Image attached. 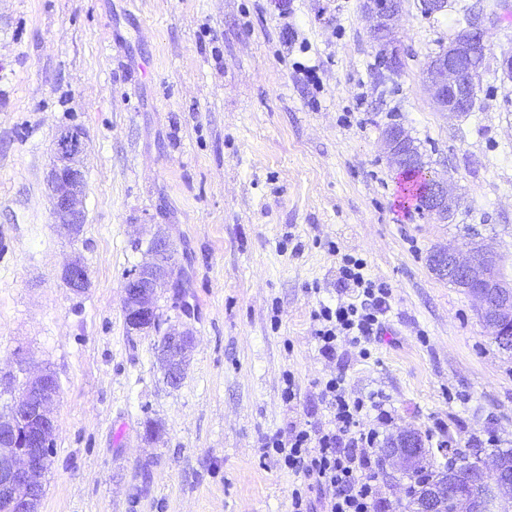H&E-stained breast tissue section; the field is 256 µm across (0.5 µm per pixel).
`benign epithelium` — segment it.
I'll use <instances>...</instances> for the list:
<instances>
[{
  "label": "benign epithelium",
  "instance_id": "obj_1",
  "mask_svg": "<svg viewBox=\"0 0 512 512\" xmlns=\"http://www.w3.org/2000/svg\"><path fill=\"white\" fill-rule=\"evenodd\" d=\"M402 11V0H363L362 12L371 26L381 68L393 75L400 59L393 27ZM488 44L482 14L474 13L466 28L454 33L448 47L432 56L425 69L426 89L435 109L461 117L475 107L486 69ZM385 150L395 162L409 159L411 137L404 127L388 126L382 131ZM85 150L82 132L73 127L61 130L55 141L49 172L54 224L69 237L80 236L85 222V174L80 159ZM428 212L438 222L453 220L459 207L448 184L429 175ZM146 258L124 279L123 311L129 333L152 334L159 338L160 356L167 384H181L187 367V352L194 342L193 330L177 331L167 325L158 309L160 292L177 288L173 281L174 248L161 233L149 241ZM431 272L460 289L478 306L480 321L501 340V349L512 351V280L501 273V255L493 243L471 242L470 251L460 254L438 246L428 257ZM61 278L75 293L90 285L86 266L78 259L62 270ZM23 381L7 413L0 414V512H39L44 494L42 477L52 455L55 419L53 408L59 398V384L51 371L31 372L18 363ZM422 452L416 436L405 430L397 436L396 447L386 451V460L407 466ZM512 496V482L498 458L483 461L479 476L468 492L460 496L457 512H485L488 501ZM412 512H448V491L443 486L427 488Z\"/></svg>",
  "mask_w": 512,
  "mask_h": 512
}]
</instances>
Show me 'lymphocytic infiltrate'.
<instances>
[{
	"instance_id": "obj_1",
	"label": "lymphocytic infiltrate",
	"mask_w": 512,
	"mask_h": 512,
	"mask_svg": "<svg viewBox=\"0 0 512 512\" xmlns=\"http://www.w3.org/2000/svg\"><path fill=\"white\" fill-rule=\"evenodd\" d=\"M364 267L363 260L348 257L339 269L340 288L361 292V303L323 305L314 314L320 324L316 338L326 357L334 356L338 338L357 345L373 336L389 309L388 288L365 279ZM321 396L331 412L328 424L315 431L294 428L287 436L268 438L262 445L264 454H276L285 468L324 491L325 512H382L373 450L380 443L382 426L391 419L390 412L378 402L352 397L338 376L326 381ZM367 408L376 411V426L362 425Z\"/></svg>"
}]
</instances>
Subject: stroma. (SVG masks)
<instances>
[{
	"mask_svg": "<svg viewBox=\"0 0 512 512\" xmlns=\"http://www.w3.org/2000/svg\"><path fill=\"white\" fill-rule=\"evenodd\" d=\"M500 2L449 0L430 16L403 0L400 68L384 79L361 0H0V384L23 358L60 385L41 512H290L304 478L262 444L327 424L319 384L337 375L385 401L387 436L512 448V354L427 263L477 235L512 278ZM468 9L497 19L476 106L451 118L425 68ZM390 123L458 196L453 223L408 199L382 148ZM67 126L86 142L75 241L56 232L47 186ZM157 231L185 287L160 312L195 332L176 388L157 337L129 334L122 308L124 275ZM346 255L390 288V308L368 357L344 341L328 359L313 314L342 299ZM76 256L81 295L61 279ZM438 420L446 438L430 435Z\"/></svg>",
	"mask_w": 512,
	"mask_h": 512,
	"instance_id": "35a3bbf8",
	"label": "stroma"
}]
</instances>
